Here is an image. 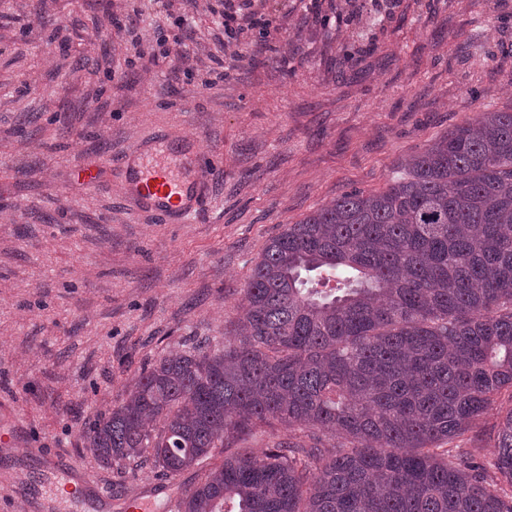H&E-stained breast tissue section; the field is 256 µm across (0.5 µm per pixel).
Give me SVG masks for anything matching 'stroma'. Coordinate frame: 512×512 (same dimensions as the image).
<instances>
[{"instance_id":"1","label":"stroma","mask_w":512,"mask_h":512,"mask_svg":"<svg viewBox=\"0 0 512 512\" xmlns=\"http://www.w3.org/2000/svg\"><path fill=\"white\" fill-rule=\"evenodd\" d=\"M341 2L254 0L269 27L228 70L219 0H0V512H168L195 470L104 464L85 423L144 366L223 342L283 225L512 110V0H398L349 25ZM131 29L147 52L179 34L185 69L136 58ZM161 140L199 154L203 209L179 224L121 166ZM60 466L98 495L48 500Z\"/></svg>"}]
</instances>
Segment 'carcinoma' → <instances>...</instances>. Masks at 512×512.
I'll return each instance as SVG.
<instances>
[{
	"instance_id": "cac0c4a2",
	"label": "carcinoma",
	"mask_w": 512,
	"mask_h": 512,
	"mask_svg": "<svg viewBox=\"0 0 512 512\" xmlns=\"http://www.w3.org/2000/svg\"><path fill=\"white\" fill-rule=\"evenodd\" d=\"M401 167L269 239L235 335L151 365L85 447L171 475L234 449L178 512H512V410L493 461L464 443L512 392V112ZM275 423L301 432L256 454Z\"/></svg>"
}]
</instances>
